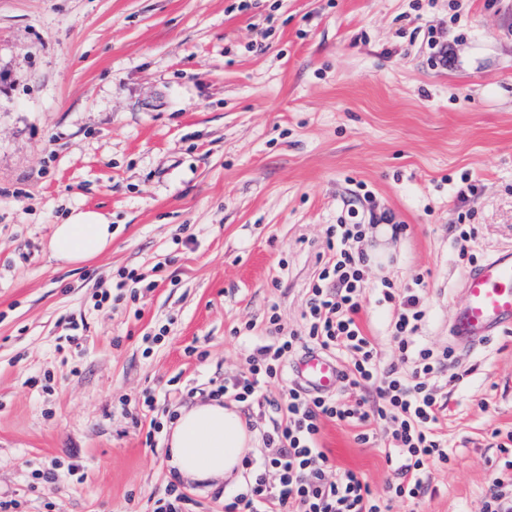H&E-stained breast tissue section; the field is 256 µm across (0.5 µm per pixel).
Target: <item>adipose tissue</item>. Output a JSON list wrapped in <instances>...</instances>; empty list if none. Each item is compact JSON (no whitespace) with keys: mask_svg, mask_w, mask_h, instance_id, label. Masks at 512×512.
<instances>
[{"mask_svg":"<svg viewBox=\"0 0 512 512\" xmlns=\"http://www.w3.org/2000/svg\"><path fill=\"white\" fill-rule=\"evenodd\" d=\"M114 234L102 214L76 210L54 226L49 251L58 263L79 265L111 247ZM167 436L170 468L181 479L211 489L242 480V460L255 442L238 406L215 399L182 407Z\"/></svg>","mask_w":512,"mask_h":512,"instance_id":"obj_1","label":"adipose tissue"}]
</instances>
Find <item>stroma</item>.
Wrapping results in <instances>:
<instances>
[{
    "mask_svg": "<svg viewBox=\"0 0 512 512\" xmlns=\"http://www.w3.org/2000/svg\"><path fill=\"white\" fill-rule=\"evenodd\" d=\"M466 176L480 191L463 202ZM364 193L358 221L404 227L369 287L427 272L422 336L448 347L449 225H477L479 257L512 248V0H0V497L150 512L174 477L142 392L160 411L184 403L173 377L208 394L245 367L235 329L263 333L269 309L299 329L326 228ZM75 209L116 233L61 265L48 243ZM131 272L133 302L117 297ZM437 386L460 453L420 512H481L492 433L512 432V330ZM355 433L325 423L320 445L385 494L384 456Z\"/></svg>",
    "mask_w": 512,
    "mask_h": 512,
    "instance_id": "obj_1",
    "label": "stroma"
}]
</instances>
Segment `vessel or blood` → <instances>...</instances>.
<instances>
[{
	"instance_id": "1",
	"label": "vessel or blood",
	"mask_w": 512,
	"mask_h": 512,
	"mask_svg": "<svg viewBox=\"0 0 512 512\" xmlns=\"http://www.w3.org/2000/svg\"><path fill=\"white\" fill-rule=\"evenodd\" d=\"M462 300L448 327L455 348L469 351L512 329V249L470 267L462 277ZM300 379L323 392H335L341 378L336 359L314 352L297 364Z\"/></svg>"
}]
</instances>
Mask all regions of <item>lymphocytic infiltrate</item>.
<instances>
[{"label":"lymphocytic infiltrate","mask_w":512,"mask_h":512,"mask_svg":"<svg viewBox=\"0 0 512 512\" xmlns=\"http://www.w3.org/2000/svg\"><path fill=\"white\" fill-rule=\"evenodd\" d=\"M355 216L348 210L326 230L329 255L305 291L301 329L285 330L269 310L263 342L249 352L246 369L210 390L212 398L253 410L265 445L261 455L244 457L249 479L225 497L224 512H393L397 506L416 512L433 470L458 454L443 431L447 400L436 388L454 352L421 339L428 278L418 273L401 286L388 279L378 286L393 349L392 361L384 362L376 338L358 320L371 257L370 227ZM315 349L342 363L336 393H308L288 373L289 362ZM326 422L355 427L357 443H382L392 474L385 495H376L361 474L337 471L319 444ZM492 436L499 457L483 512H512V434Z\"/></svg>","instance_id":"1"}]
</instances>
